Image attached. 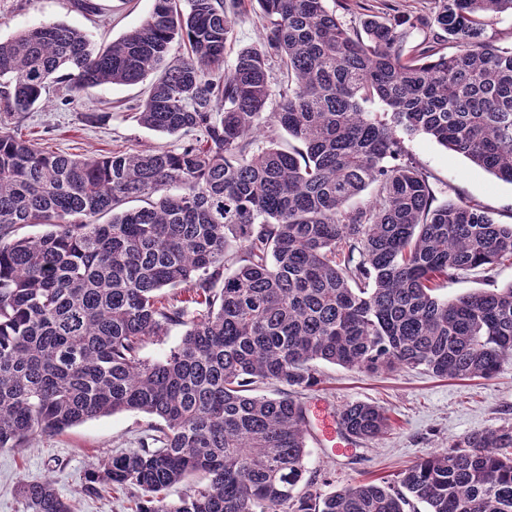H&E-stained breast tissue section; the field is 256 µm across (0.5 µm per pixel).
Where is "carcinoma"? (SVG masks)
<instances>
[{
	"label": "carcinoma",
	"instance_id": "carcinoma-1",
	"mask_svg": "<svg viewBox=\"0 0 512 512\" xmlns=\"http://www.w3.org/2000/svg\"><path fill=\"white\" fill-rule=\"evenodd\" d=\"M256 2L260 42L230 65L241 0H155L103 47L65 23L0 40V450L139 411L158 419V447L85 477L89 492L141 491L135 512H512V426L473 431L395 482L302 486L296 396L318 384L316 361L490 379L512 357V283L434 295L440 280L512 263V224L438 201L401 137L424 134L512 183V43L481 27L512 0H433L428 15L356 29L327 0ZM410 28L427 37L407 51ZM176 42L186 54L171 55ZM158 70L135 118L188 138L176 149L75 158L8 122L54 85L76 107L89 87ZM278 128L296 144L280 148ZM133 200L144 206L124 208ZM26 225L48 230L15 236ZM172 327L177 350L141 360ZM266 383L278 397L255 394ZM340 426L372 441L390 419L354 402ZM20 496L23 512H73L50 481Z\"/></svg>",
	"mask_w": 512,
	"mask_h": 512
}]
</instances>
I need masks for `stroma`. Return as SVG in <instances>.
I'll list each match as a JSON object with an SVG mask.
<instances>
[{"label": "stroma", "mask_w": 512, "mask_h": 512, "mask_svg": "<svg viewBox=\"0 0 512 512\" xmlns=\"http://www.w3.org/2000/svg\"><path fill=\"white\" fill-rule=\"evenodd\" d=\"M102 12H77L72 0H0V40L39 23H66L89 33L94 42H109L138 26L154 0H98ZM431 0H348L341 20L358 26L368 15L406 18L430 12ZM148 91L147 82L87 89L78 109L64 106V89L51 92L46 103L16 116L23 132L50 150L75 157L108 156L119 150L176 148V136L139 126L133 106ZM105 115L101 124L83 121V114ZM405 147L428 170L440 200L464 199L484 207L501 224L512 223V183L497 180L465 157L446 150L425 135L406 137ZM512 283V265L441 283L438 294L453 298ZM320 383L299 395L308 428L306 478L326 493L356 481L393 479L412 463L450 449L472 431L512 425V358L490 379H449L423 369H397L376 374L318 363ZM363 401L383 408L391 427L382 437L356 442L344 434L339 412ZM150 415L126 411L84 421L66 432L40 436L31 447L0 451V512H22L21 484L49 480L61 495L73 499L75 512H134L130 491L82 492L93 463L149 443Z\"/></svg>", "instance_id": "stroma-1"}]
</instances>
